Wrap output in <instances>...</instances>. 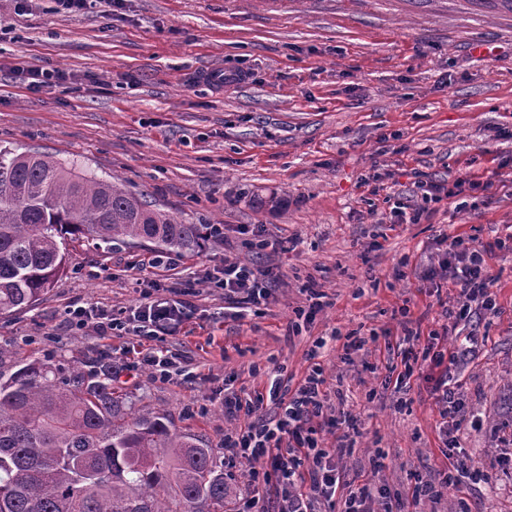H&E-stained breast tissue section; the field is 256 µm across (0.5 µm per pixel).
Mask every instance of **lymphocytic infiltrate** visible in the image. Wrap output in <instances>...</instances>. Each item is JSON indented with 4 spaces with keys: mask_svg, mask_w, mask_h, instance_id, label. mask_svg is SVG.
<instances>
[{
    "mask_svg": "<svg viewBox=\"0 0 512 512\" xmlns=\"http://www.w3.org/2000/svg\"><path fill=\"white\" fill-rule=\"evenodd\" d=\"M444 249L437 267L424 272L427 281L443 278L456 291L457 305L449 316L455 324L469 323L472 316L484 311L496 312L495 297L490 288L487 259L502 240L486 244L476 243L474 238L461 234L447 235L442 239ZM224 290L225 300L232 307L256 304L268 297L271 285L263 271L246 263L225 262L217 280ZM78 325L93 322L103 335L127 333L150 341L151 346L135 358V365L151 367L159 381H168L171 360L159 355L157 346L164 343L175 326L187 315V304L175 297H158L144 293L138 306L129 314L115 313L109 309L97 312L79 307L73 310ZM431 339L437 349L429 358L432 367L438 368L432 393L439 406V432L445 438L448 449V470L439 485L422 486L424 495L435 494L437 488L459 487L462 481L478 483L485 474L474 458L461 451L457 434L460 430L466 402L459 392L457 380L451 374L452 366L458 365L472 351L478 338L467 333L454 349L443 346L444 334L432 332ZM341 343L343 349L359 347L364 339L360 336L342 337L332 333L330 338L314 340L307 353L312 364L302 384L288 400H281L277 388H270L268 395H256L249 399L231 397L224 401V412L231 417H243L239 430L225 434L224 445L229 448L228 466L237 460L261 461V468L251 470L245 481L236 512H313L315 501L334 502L336 492L344 482L338 467L339 461L353 446L351 432L337 436L334 447L324 446L317 437L312 421L322 415L328 401L324 368L319 361L322 350L329 342ZM277 401L281 409L278 419H267L262 410L265 400ZM277 488L279 498L276 510H269L264 492Z\"/></svg>",
    "mask_w": 512,
    "mask_h": 512,
    "instance_id": "1",
    "label": "lymphocytic infiltrate"
}]
</instances>
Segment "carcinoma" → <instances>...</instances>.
I'll return each mask as SVG.
<instances>
[{
    "label": "carcinoma",
    "mask_w": 512,
    "mask_h": 512,
    "mask_svg": "<svg viewBox=\"0 0 512 512\" xmlns=\"http://www.w3.org/2000/svg\"><path fill=\"white\" fill-rule=\"evenodd\" d=\"M197 224L38 149L0 148V314L34 307L75 241L192 251ZM212 449L88 373L0 346V512H228Z\"/></svg>",
    "instance_id": "1"
}]
</instances>
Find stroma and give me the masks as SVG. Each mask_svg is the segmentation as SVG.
Returning <instances> with one entry per match:
<instances>
[{
    "label": "stroma",
    "mask_w": 512,
    "mask_h": 512,
    "mask_svg": "<svg viewBox=\"0 0 512 512\" xmlns=\"http://www.w3.org/2000/svg\"><path fill=\"white\" fill-rule=\"evenodd\" d=\"M59 69L67 81L27 89L19 68ZM239 73L216 87L206 74ZM0 146L40 149L97 176L118 177L182 223L220 225L192 252L80 242L65 273L33 308L0 315V343L91 371L111 361L113 385L138 407L199 436L216 458L242 424L224 400L265 391L270 372L296 387L313 340L399 332L408 308L427 346L450 328L452 286L423 281L437 241L465 234L506 242L488 261L497 311L469 325L481 347L456 374L470 424L462 448L486 482L414 497L448 465L426 371L406 399L385 382L384 342L343 358L328 349L330 405L316 419L355 418L360 434L340 462L348 478L384 486L413 512H512V14L478 0H0ZM478 174L487 190L423 203L416 180ZM423 207L416 224L396 206ZM268 241L246 247L247 232ZM272 272L260 312L224 315L215 288L225 261ZM180 289L190 317L164 347L173 379L128 370L131 335L76 326L79 306L121 310L139 285ZM323 309L289 331L311 292Z\"/></svg>",
    "instance_id": "stroma-1"
}]
</instances>
